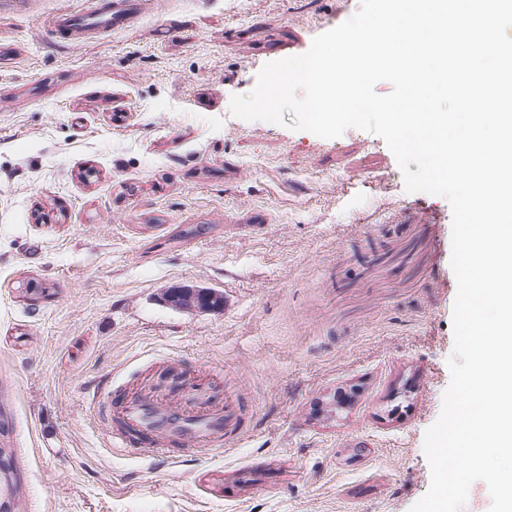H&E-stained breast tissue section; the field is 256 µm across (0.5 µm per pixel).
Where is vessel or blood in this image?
Wrapping results in <instances>:
<instances>
[{"label": "vessel or blood", "mask_w": 512, "mask_h": 512, "mask_svg": "<svg viewBox=\"0 0 512 512\" xmlns=\"http://www.w3.org/2000/svg\"><path fill=\"white\" fill-rule=\"evenodd\" d=\"M126 19L124 7L112 5L110 0H93L91 6L56 14L49 23V32L56 38L93 33L124 25ZM116 412L124 424L107 436L109 446L115 448L173 457L190 446L202 451L239 436V418L231 408H162L133 394L117 406Z\"/></svg>", "instance_id": "obj_1"}]
</instances>
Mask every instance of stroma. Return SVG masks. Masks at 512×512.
Returning <instances> with one entry per match:
<instances>
[{"label": "stroma", "mask_w": 512, "mask_h": 512, "mask_svg": "<svg viewBox=\"0 0 512 512\" xmlns=\"http://www.w3.org/2000/svg\"><path fill=\"white\" fill-rule=\"evenodd\" d=\"M88 2L0 0V448L24 512H409L450 383V204L406 192L378 135L230 112L361 0H136L50 37ZM181 285L223 310L169 305ZM130 393L245 426L174 460L108 447ZM126 12L123 6H112V1H94L91 6L56 14L49 23V32L61 38L68 33L112 30L125 24Z\"/></svg>", "instance_id": "1"}]
</instances>
